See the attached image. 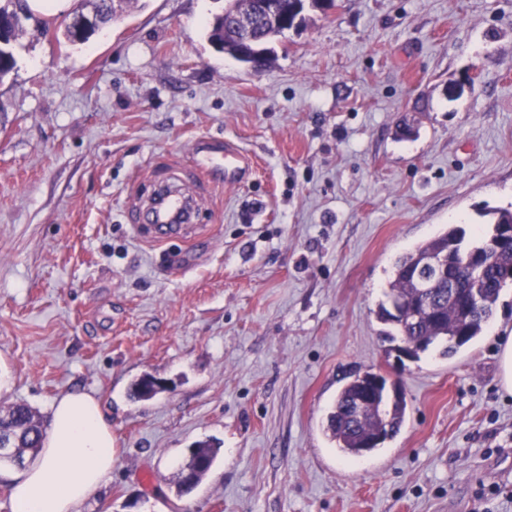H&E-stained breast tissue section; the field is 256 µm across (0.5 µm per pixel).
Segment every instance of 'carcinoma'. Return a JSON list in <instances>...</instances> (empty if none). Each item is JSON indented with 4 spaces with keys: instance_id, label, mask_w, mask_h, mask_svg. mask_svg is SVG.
<instances>
[{
    "instance_id": "obj_1",
    "label": "carcinoma",
    "mask_w": 512,
    "mask_h": 512,
    "mask_svg": "<svg viewBox=\"0 0 512 512\" xmlns=\"http://www.w3.org/2000/svg\"><path fill=\"white\" fill-rule=\"evenodd\" d=\"M133 0H119V9L112 8L110 0H80V10L94 12L103 25L119 18L117 12H125ZM25 20L33 21L40 34L63 35L73 43L66 21L36 16L28 0H23ZM24 34L19 22L0 29V41L7 49ZM208 40L225 43V54L234 56L233 38L223 33L218 24L210 28ZM490 217V229L478 238L468 239L465 230L451 226L436 234L412 250L399 256L392 265L391 275L384 292L385 300L379 303L377 319L388 326L386 341L394 344L399 352L402 345L409 346L408 358L417 360L420 354L432 347L440 348V355L452 356L476 339L492 319L502 282L512 271V247H492L500 239L509 237L512 231V209L491 208L483 212ZM448 253V274L463 287L474 282L479 286L480 305L464 309L460 297L448 294V280H434L421 289L416 280L418 271L425 269L428 261L442 253ZM372 372L357 374L336 395L327 415L326 432L336 449L344 456L357 459L371 453L392 439L401 429L406 415V402L399 392L389 393L387 384L372 392L365 401L363 396ZM44 432L35 413L24 404L0 408V463L17 467L26 460H34L41 448ZM217 455V449L209 442L194 445L189 462L180 469L177 485L181 493L192 491L206 476Z\"/></svg>"
}]
</instances>
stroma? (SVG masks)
Returning <instances> with one entry per match:
<instances>
[{
	"instance_id": "obj_1",
	"label": "stroma",
	"mask_w": 512,
	"mask_h": 512,
	"mask_svg": "<svg viewBox=\"0 0 512 512\" xmlns=\"http://www.w3.org/2000/svg\"><path fill=\"white\" fill-rule=\"evenodd\" d=\"M259 72L207 33L224 0H135L71 45L33 22L0 78V407L95 395L111 478L79 512H512V283L451 359L399 357L375 317L391 263L512 205V0H335ZM253 160L201 190L187 238L147 242L155 171L196 142ZM373 370L406 423L347 460L324 420ZM151 375L169 389L129 396ZM220 442L177 491L198 441ZM192 448L189 462L180 469L177 485L182 494L192 491L206 476L217 455V448L209 442H199Z\"/></svg>"
}]
</instances>
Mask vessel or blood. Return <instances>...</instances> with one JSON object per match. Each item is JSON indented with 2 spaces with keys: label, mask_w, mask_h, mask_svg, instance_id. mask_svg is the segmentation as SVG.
Returning <instances> with one entry per match:
<instances>
[{
  "label": "vessel or blood",
  "mask_w": 512,
  "mask_h": 512,
  "mask_svg": "<svg viewBox=\"0 0 512 512\" xmlns=\"http://www.w3.org/2000/svg\"><path fill=\"white\" fill-rule=\"evenodd\" d=\"M193 156L204 171L223 167L224 185L228 188L243 183L252 169V160L248 154L229 141L225 142L220 152L214 150L211 143H196ZM143 211L150 223V238L156 243L165 241L169 229L182 233L199 221L194 192L174 186L164 177L157 178L155 190Z\"/></svg>",
  "instance_id": "1"
}]
</instances>
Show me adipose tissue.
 <instances>
[{
  "label": "adipose tissue",
  "instance_id": "1",
  "mask_svg": "<svg viewBox=\"0 0 512 512\" xmlns=\"http://www.w3.org/2000/svg\"><path fill=\"white\" fill-rule=\"evenodd\" d=\"M51 429L38 457L1 474L15 512H77L112 475V428L97 398L69 393L51 406Z\"/></svg>",
  "mask_w": 512,
  "mask_h": 512
}]
</instances>
